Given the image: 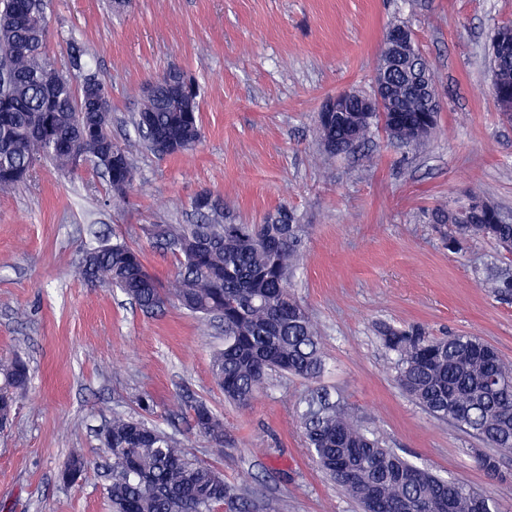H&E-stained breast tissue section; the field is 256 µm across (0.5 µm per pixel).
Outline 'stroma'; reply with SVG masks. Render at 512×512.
Returning <instances> with one entry per match:
<instances>
[{"mask_svg": "<svg viewBox=\"0 0 512 512\" xmlns=\"http://www.w3.org/2000/svg\"><path fill=\"white\" fill-rule=\"evenodd\" d=\"M46 52L73 85L96 74L112 94V135L138 138L143 87L177 66L199 86L201 143L186 155H135L136 178L110 201L101 175L41 163L0 195V357L19 354L32 383L0 430V512H112L108 455L97 431L113 414L181 439L224 473L236 495L280 512H360L313 462L301 415L313 389L350 407L385 447L445 479L477 489L489 479L476 443L396 384V356L377 332L421 325L434 336H477L512 363V300L479 285L501 262L495 244L448 251L430 210L489 192L512 212V124L491 88L487 44L512 23V0H51ZM401 19L429 62L440 104L426 144L410 152L376 129L364 152L325 160L314 115L341 91L371 93L385 32ZM220 198L235 224H259L278 206L310 225L290 291L320 330L319 379L271 374L246 408L224 400L210 362L219 326L170 304L147 314L120 291L74 280L86 252L123 237L144 246L159 279L171 255L148 246L150 224H189L194 198ZM151 394L154 413L138 400ZM205 401L224 420L215 456L172 416L176 395ZM91 463L62 484L72 451Z\"/></svg>", "mask_w": 512, "mask_h": 512, "instance_id": "stroma-1", "label": "stroma"}]
</instances>
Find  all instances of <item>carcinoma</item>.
<instances>
[{
  "label": "carcinoma",
  "instance_id": "obj_1",
  "mask_svg": "<svg viewBox=\"0 0 512 512\" xmlns=\"http://www.w3.org/2000/svg\"><path fill=\"white\" fill-rule=\"evenodd\" d=\"M47 0H0V10L13 17L0 30V59L8 61L0 97L11 111L0 112V194L13 192L41 161L61 171L73 170L69 141L80 132L78 151L83 166L101 172L108 194L124 199L135 178L137 144L112 137V118L94 121L82 111L80 91L56 70L46 54L48 30L42 17ZM490 71L501 76L503 97L512 100V24L493 28L488 47ZM431 80V69L420 57L393 73L395 102L407 108L400 122L374 113L353 128L331 122L318 130L330 157L352 152L349 141L364 144L381 127L399 148L423 145L436 127L438 104L406 95L409 84ZM142 146L167 156L163 141H175L177 154L194 150L201 137L198 112H177L162 97L143 99L135 116ZM198 224H160L153 243L176 261L166 282L153 275L144 250L125 240L101 245L79 260L72 275L94 287L116 288L141 310L155 313L175 303L202 322L224 327V347L211 358V374L224 398L242 408L251 404L270 372L306 380L323 368L319 331L308 310L288 292L302 258L308 225L281 206L261 224H228L224 208H195ZM430 222L448 228V249L487 239L512 240V220L501 208H481L468 221L448 222V204L429 214ZM481 286L503 300L512 299V267L486 269ZM385 347L397 358L396 382L433 417L468 434L485 447L477 462L498 491H512L499 455L512 453V367L480 338L452 334L427 335L420 328L383 330ZM27 363L17 355L0 357V426L9 423L28 389ZM302 414L309 451L322 471L366 509L375 504L385 512H473L480 503L493 512L488 491L443 480L419 469L394 450L383 447L354 421L343 405L319 392L310 394ZM196 432L213 454L224 455V422L206 403L190 406ZM106 448L112 459V483L106 492L113 512H217L236 496L212 465L184 451L175 436L141 419L114 415L105 425ZM87 469L83 455L73 452L59 478L79 482Z\"/></svg>",
  "mask_w": 512,
  "mask_h": 512
}]
</instances>
